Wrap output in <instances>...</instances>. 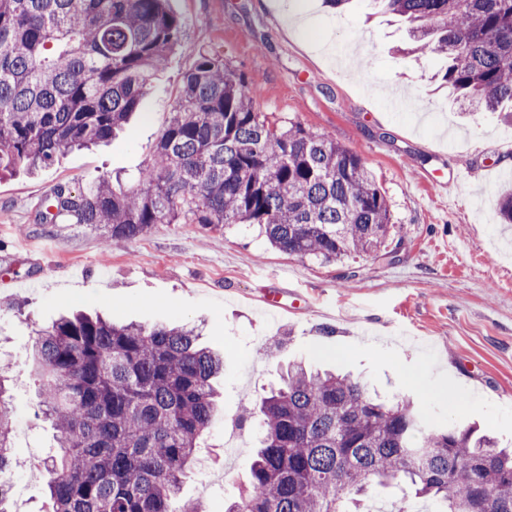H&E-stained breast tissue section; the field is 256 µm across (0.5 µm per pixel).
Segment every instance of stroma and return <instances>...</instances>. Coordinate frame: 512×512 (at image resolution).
<instances>
[{
    "instance_id": "obj_1",
    "label": "stroma",
    "mask_w": 512,
    "mask_h": 512,
    "mask_svg": "<svg viewBox=\"0 0 512 512\" xmlns=\"http://www.w3.org/2000/svg\"><path fill=\"white\" fill-rule=\"evenodd\" d=\"M183 22L138 113L112 145L73 150L37 175L0 176V364L11 403L25 416L12 457L25 476L11 512H41L43 480L33 455L53 444L31 372L32 336L69 309L116 322L186 324L224 355L221 397L204 439L220 480L191 466L182 495L224 512L249 479L255 430L233 422L280 382L288 363L359 378L385 399L411 397L432 425H477L512 445V224L497 198L511 185L486 165L512 170V120L464 113L432 76L437 58L403 54L396 18L370 0L334 9L295 0L310 26L287 31L269 0H169ZM244 73L260 112L301 122L360 155L392 216L385 255L338 262L271 247L256 224L201 230L159 224L103 252L100 234L44 224L41 203L54 188L79 189L104 175L133 181L167 125L184 73L199 51ZM402 95L410 105L391 107ZM469 169L459 180L457 170ZM278 292L284 310L265 307ZM246 447L227 454L224 436Z\"/></svg>"
}]
</instances>
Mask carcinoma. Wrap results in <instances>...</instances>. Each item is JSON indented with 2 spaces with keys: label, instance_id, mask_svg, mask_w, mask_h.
<instances>
[{
  "label": "carcinoma",
  "instance_id": "cac0c4a2",
  "mask_svg": "<svg viewBox=\"0 0 512 512\" xmlns=\"http://www.w3.org/2000/svg\"><path fill=\"white\" fill-rule=\"evenodd\" d=\"M403 18L415 49L444 60L460 105L512 112V0H372ZM183 24L168 0H0V175L108 143L142 105ZM45 224L101 231L105 248L158 224H259L292 256L334 262L381 250L389 205L362 158L299 122L259 111L245 76L207 52L136 185L104 176L55 188ZM33 371L58 452L45 512H187L183 478L209 431L224 358L188 325L62 315L38 330ZM0 371V471L13 413ZM258 449L225 512H359L404 486L435 512H512V450L472 428L426 430L410 401L357 378L287 366L242 411Z\"/></svg>",
  "mask_w": 512,
  "mask_h": 512
}]
</instances>
